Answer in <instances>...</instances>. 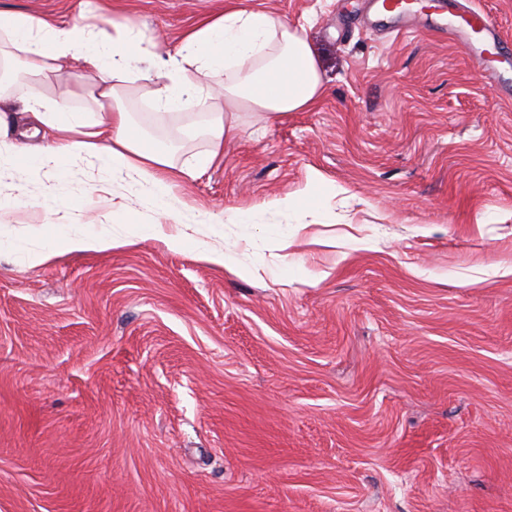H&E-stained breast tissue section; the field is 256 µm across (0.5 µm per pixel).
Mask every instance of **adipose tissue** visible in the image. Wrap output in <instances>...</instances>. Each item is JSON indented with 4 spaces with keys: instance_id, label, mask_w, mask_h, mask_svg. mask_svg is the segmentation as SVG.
Listing matches in <instances>:
<instances>
[{
    "instance_id": "ef3b65f1",
    "label": "adipose tissue",
    "mask_w": 512,
    "mask_h": 512,
    "mask_svg": "<svg viewBox=\"0 0 512 512\" xmlns=\"http://www.w3.org/2000/svg\"><path fill=\"white\" fill-rule=\"evenodd\" d=\"M130 24L116 26L111 41H101L93 29L80 22L59 23L48 17L0 10V42L10 43L22 54L30 74H69L80 61L91 81L74 84L73 95L89 93L95 100L112 103L107 119L93 123L56 112L43 96L14 103L0 93V168L25 149L24 139L42 137L39 162L56 173V185L47 199L49 207L62 210L57 234L36 244L0 235V255L15 256L36 266L72 253H100L136 244L150 236L169 249H193L199 259L233 275L249 273L248 265L225 253L223 247L204 240H188L167 234L159 224H116L102 232L83 229L77 215L67 209L66 164L75 159L96 160L135 176L143 195L154 208L168 209L171 185L165 170V152L145 147L131 132L128 114L114 101L121 88L141 76L137 66L142 54ZM151 68L164 75L169 85L155 98L157 109L178 110L194 97L197 86L185 80L187 71L208 74L223 70L224 110L216 114L210 129V163L224 159V141L235 136L236 112L247 108L277 117L305 112L324 95L317 58L304 26H294L281 16L244 8L206 16L186 29L175 53L152 54ZM20 129L21 141L11 132Z\"/></svg>"
}]
</instances>
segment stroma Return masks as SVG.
I'll list each match as a JSON object with an SVG mask.
<instances>
[{
    "label": "stroma",
    "instance_id": "1",
    "mask_svg": "<svg viewBox=\"0 0 512 512\" xmlns=\"http://www.w3.org/2000/svg\"><path fill=\"white\" fill-rule=\"evenodd\" d=\"M233 0H0L143 49ZM305 25L324 97L238 115L205 165L224 74L176 111L126 85L135 134L166 148L175 211L79 161L88 231L161 224L224 244L240 278L148 238L38 266L0 257V512H512V96L447 35L390 36L361 0H234ZM0 75L15 100L100 114L64 78ZM191 168L195 178L183 169ZM328 186L307 195L312 173ZM33 155L0 174V231L55 234ZM296 218L179 226L180 208ZM301 199L298 196H287L285 198L274 199L271 202L253 207L245 211H236L232 220H226L225 223L233 224H265L266 216L269 213H280L293 216L299 208Z\"/></svg>",
    "mask_w": 512,
    "mask_h": 512
}]
</instances>
